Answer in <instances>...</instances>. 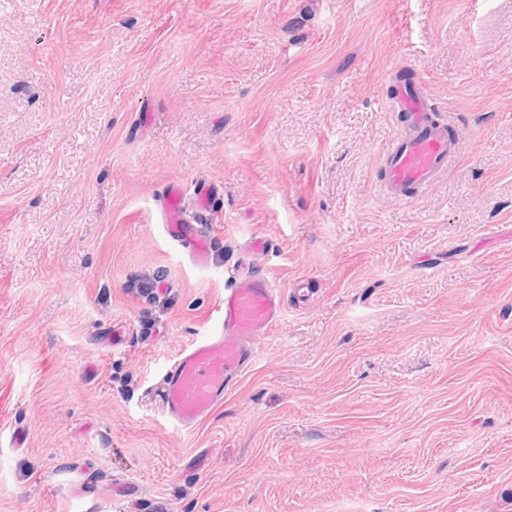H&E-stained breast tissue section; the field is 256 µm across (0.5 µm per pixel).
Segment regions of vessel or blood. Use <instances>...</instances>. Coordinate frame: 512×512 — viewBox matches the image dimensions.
I'll return each mask as SVG.
<instances>
[{"label":"vessel or blood","mask_w":512,"mask_h":512,"mask_svg":"<svg viewBox=\"0 0 512 512\" xmlns=\"http://www.w3.org/2000/svg\"><path fill=\"white\" fill-rule=\"evenodd\" d=\"M390 111L399 122L379 159L380 190L403 199L432 186L457 163L463 132L436 113L417 72L390 69ZM184 189L171 182L162 192V231L196 269L205 271L219 241L211 224L189 220ZM205 332L166 366L154 394L166 422L194 430L224 401L256 358L254 342L278 326L284 316L281 295L262 268L241 263L229 273Z\"/></svg>","instance_id":"vessel-or-blood-1"}]
</instances>
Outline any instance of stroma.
Returning a JSON list of instances; mask_svg holds the SVG:
<instances>
[{
  "instance_id": "1",
  "label": "stroma",
  "mask_w": 512,
  "mask_h": 512,
  "mask_svg": "<svg viewBox=\"0 0 512 512\" xmlns=\"http://www.w3.org/2000/svg\"><path fill=\"white\" fill-rule=\"evenodd\" d=\"M393 67L464 132L407 201L378 189ZM202 179L207 272L156 205ZM257 235L284 318L171 428L152 390ZM158 271L164 308L130 291ZM16 426L0 512H512V0H0Z\"/></svg>"
}]
</instances>
